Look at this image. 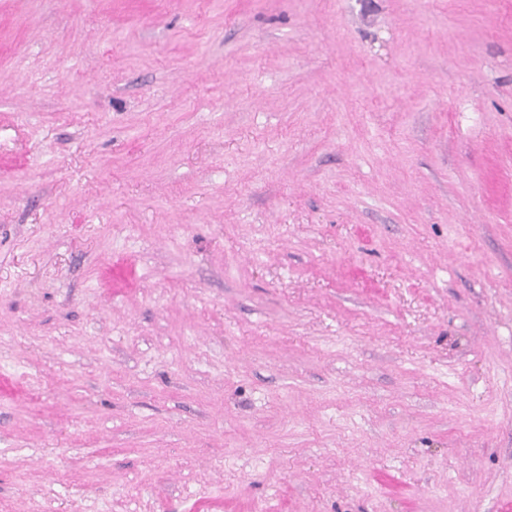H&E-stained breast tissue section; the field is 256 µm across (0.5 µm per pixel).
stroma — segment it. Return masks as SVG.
<instances>
[{
	"label": "stroma",
	"mask_w": 512,
	"mask_h": 512,
	"mask_svg": "<svg viewBox=\"0 0 512 512\" xmlns=\"http://www.w3.org/2000/svg\"><path fill=\"white\" fill-rule=\"evenodd\" d=\"M0 512H512V0H0Z\"/></svg>",
	"instance_id": "obj_1"
}]
</instances>
